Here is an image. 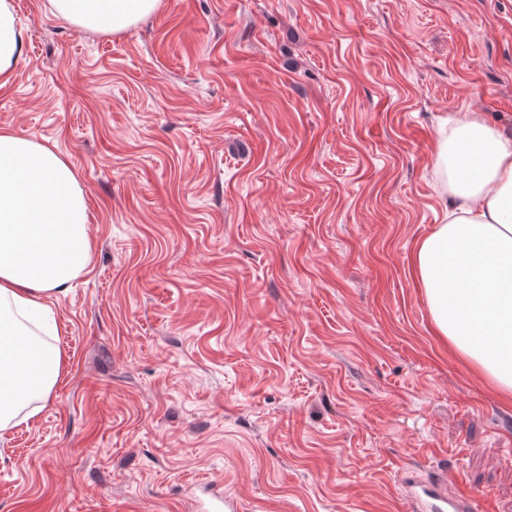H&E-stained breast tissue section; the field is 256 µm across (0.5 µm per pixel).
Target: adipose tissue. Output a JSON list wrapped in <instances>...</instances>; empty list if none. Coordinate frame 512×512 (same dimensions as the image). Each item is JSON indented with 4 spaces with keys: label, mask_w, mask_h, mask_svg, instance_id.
I'll use <instances>...</instances> for the list:
<instances>
[{
    "label": "adipose tissue",
    "mask_w": 512,
    "mask_h": 512,
    "mask_svg": "<svg viewBox=\"0 0 512 512\" xmlns=\"http://www.w3.org/2000/svg\"><path fill=\"white\" fill-rule=\"evenodd\" d=\"M82 31L117 34L161 0H49ZM11 0H0V87L23 54ZM441 224L419 241L413 270L436 336L512 402V136L474 112L442 119L433 151ZM90 213L75 170L51 148L0 129V431L45 398L60 353L47 298L63 293L92 256Z\"/></svg>",
    "instance_id": "adipose-tissue-1"
}]
</instances>
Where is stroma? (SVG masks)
I'll use <instances>...</instances> for the list:
<instances>
[{"label":"stroma","mask_w":512,"mask_h":512,"mask_svg":"<svg viewBox=\"0 0 512 512\" xmlns=\"http://www.w3.org/2000/svg\"><path fill=\"white\" fill-rule=\"evenodd\" d=\"M0 128L76 170L61 374L0 433V512H512V404L434 335L439 117L512 134V0H162L118 34L13 0ZM23 32L10 0L0 1V87L6 86L23 54ZM408 496L416 501L423 512H479L480 498L470 492H458L454 496H444L434 485H419L403 481Z\"/></svg>","instance_id":"35a3bbf8"}]
</instances>
